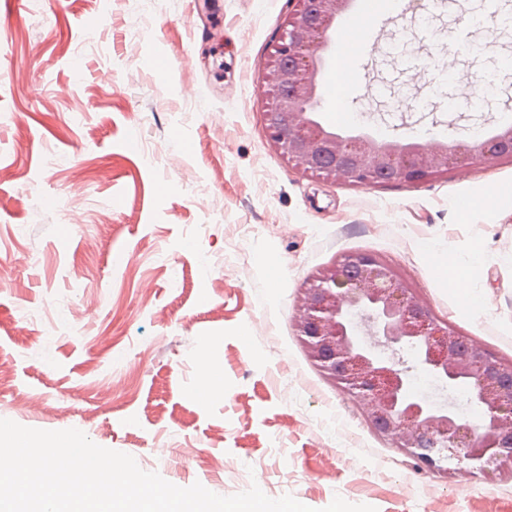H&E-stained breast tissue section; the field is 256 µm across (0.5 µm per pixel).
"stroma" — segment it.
Instances as JSON below:
<instances>
[{"mask_svg": "<svg viewBox=\"0 0 512 512\" xmlns=\"http://www.w3.org/2000/svg\"><path fill=\"white\" fill-rule=\"evenodd\" d=\"M293 7L0 0V418L81 428L174 485L224 496L255 484L317 512L337 495L377 512H512V468L419 467L322 377L294 330L307 277L371 252L460 335L512 358V160L418 186L296 169L263 120L264 68ZM481 7L430 20L471 43L436 50L445 68L490 78L479 105L460 103L453 81L434 93L424 71L398 73L387 47L434 50L404 8L359 53L347 132L431 149L512 125V0H500L508 22L492 53L477 50ZM158 58L165 74L149 66ZM490 183L504 189L493 205ZM477 248L483 308L435 275L438 258Z\"/></svg>", "mask_w": 512, "mask_h": 512, "instance_id": "obj_1", "label": "stroma"}]
</instances>
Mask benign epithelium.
Segmentation results:
<instances>
[{"mask_svg":"<svg viewBox=\"0 0 512 512\" xmlns=\"http://www.w3.org/2000/svg\"><path fill=\"white\" fill-rule=\"evenodd\" d=\"M265 68L273 101L267 133L288 162L327 180L373 186L383 174L420 185L448 169L512 159V126L484 139L439 144L343 136L319 124L310 106L319 99L321 58L332 26L348 0H295ZM296 335L311 362L348 390L384 441L435 471L448 473V456L498 467L512 454V360L459 335L422 302L415 289L379 256L344 254L308 278L296 313ZM417 348L437 378L465 383L484 412L472 427L446 406L410 390L400 348Z\"/></svg>","mask_w":512,"mask_h":512,"instance_id":"obj_1","label":"benign epithelium"}]
</instances>
